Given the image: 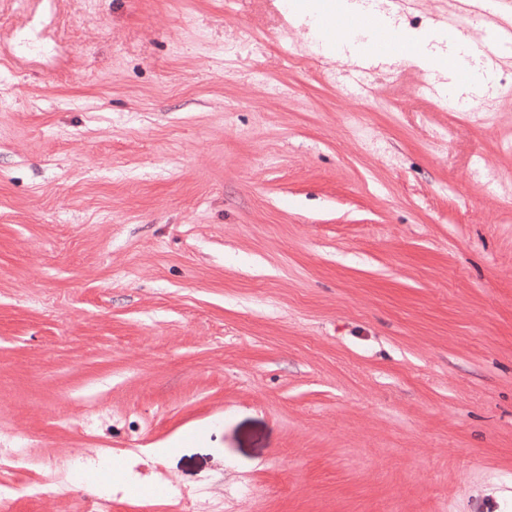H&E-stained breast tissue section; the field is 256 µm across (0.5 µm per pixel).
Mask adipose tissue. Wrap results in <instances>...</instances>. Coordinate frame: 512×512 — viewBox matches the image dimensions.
I'll return each mask as SVG.
<instances>
[{
    "label": "adipose tissue",
    "instance_id": "adipose-tissue-1",
    "mask_svg": "<svg viewBox=\"0 0 512 512\" xmlns=\"http://www.w3.org/2000/svg\"><path fill=\"white\" fill-rule=\"evenodd\" d=\"M339 3L346 13L372 18V25L352 28L338 39L326 37L322 23L327 7L321 0H308L302 7L296 0H289L288 18L320 37L319 47L323 54L345 56L358 64L367 61L365 45L384 40L393 30L395 9L390 0H339ZM402 41L407 47L405 60L425 72L447 77L448 93L456 102L471 104L473 97L482 96L487 91L492 81L491 71L472 63L471 51L458 44L450 45L447 32L429 26L403 32Z\"/></svg>",
    "mask_w": 512,
    "mask_h": 512
}]
</instances>
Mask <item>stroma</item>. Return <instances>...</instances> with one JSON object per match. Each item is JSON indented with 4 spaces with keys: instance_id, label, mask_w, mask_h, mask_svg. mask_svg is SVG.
I'll return each instance as SVG.
<instances>
[{
    "instance_id": "35a3bbf8",
    "label": "stroma",
    "mask_w": 512,
    "mask_h": 512,
    "mask_svg": "<svg viewBox=\"0 0 512 512\" xmlns=\"http://www.w3.org/2000/svg\"><path fill=\"white\" fill-rule=\"evenodd\" d=\"M283 3L0 0L13 512H512V50L465 112Z\"/></svg>"
}]
</instances>
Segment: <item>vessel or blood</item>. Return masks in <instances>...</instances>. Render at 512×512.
<instances>
[{
    "mask_svg": "<svg viewBox=\"0 0 512 512\" xmlns=\"http://www.w3.org/2000/svg\"><path fill=\"white\" fill-rule=\"evenodd\" d=\"M481 18L488 30L475 48L488 61H497L500 51L512 45V0H456V10L442 23L447 32L463 34L467 18Z\"/></svg>",
    "mask_w": 512,
    "mask_h": 512,
    "instance_id": "vessel-or-blood-1",
    "label": "vessel or blood"
}]
</instances>
